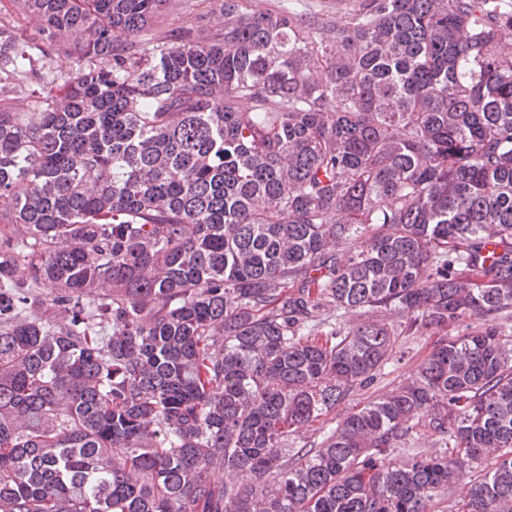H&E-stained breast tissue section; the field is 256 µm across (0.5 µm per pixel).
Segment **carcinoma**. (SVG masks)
<instances>
[{"label": "carcinoma", "instance_id": "carcinoma-1", "mask_svg": "<svg viewBox=\"0 0 512 512\" xmlns=\"http://www.w3.org/2000/svg\"><path fill=\"white\" fill-rule=\"evenodd\" d=\"M12 2L0 82L81 41L0 107V512H512V2ZM7 1L8 0H0V17H2V20L9 21L10 24L24 30L28 37L39 40V25L37 21L22 14L15 5ZM215 1L218 0H180V6L167 12L161 22L148 30L150 36L159 37L165 31L182 26L186 23L196 25H209L212 23V11L218 13ZM358 0H249L248 8L253 11L285 10L302 14H315L328 21L336 17ZM48 90L49 85L35 79L16 82L0 90V106H7L15 112H29ZM436 336H399L393 358L367 386L355 388L343 402L327 416L316 420L293 441L292 448H301L306 442H320L352 407L379 397L399 386L412 370L429 354Z\"/></svg>", "mask_w": 512, "mask_h": 512}]
</instances>
